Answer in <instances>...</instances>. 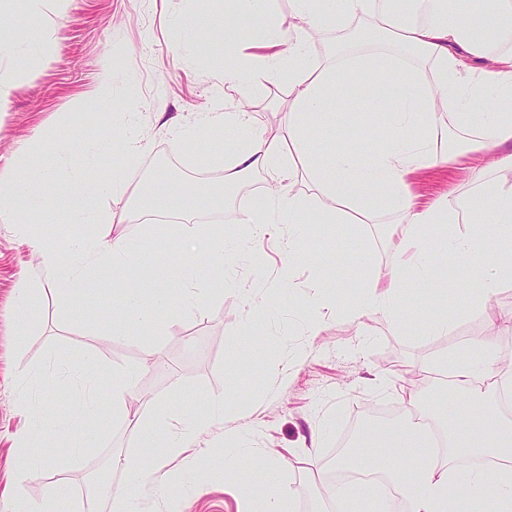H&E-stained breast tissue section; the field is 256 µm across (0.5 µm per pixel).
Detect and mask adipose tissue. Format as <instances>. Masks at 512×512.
<instances>
[{"label": "adipose tissue", "instance_id": "adipose-tissue-1", "mask_svg": "<svg viewBox=\"0 0 512 512\" xmlns=\"http://www.w3.org/2000/svg\"><path fill=\"white\" fill-rule=\"evenodd\" d=\"M270 0H224V12L182 21L188 37L209 32L224 41V88L258 89L262 82L287 75L291 99L288 126L282 136L267 137L256 125L255 115L243 104L213 114L215 130L232 128L239 136L224 150V186L205 191L207 206L224 207L229 191L238 189L253 174L268 176L267 190L253 197L242 214L252 236L275 235L279 225L303 230L308 224L344 223V203L365 216L391 208L405 231L394 260L363 276L361 295L351 309L354 318L383 314L396 329H403V287L407 280L431 284L434 264L446 252L455 254L470 281L469 305L487 308L506 280L512 279V263L489 261L491 245H512V183L493 181L489 171L512 172V0H493L497 22L484 12L469 8L466 0H415L414 18L406 21L378 0H291L292 20L281 24L272 18ZM358 22L370 28L377 49L359 52L354 41H344L320 66L305 58L311 30L321 27L348 29ZM254 48L250 67L241 64L244 48ZM383 88L400 83L402 95L380 102L374 109L388 113L393 137L380 146L354 153L337 149L334 140L323 143L327 161L318 164L311 153L309 131L313 125L335 130L337 94L362 81ZM492 102L491 111L471 112L474 99ZM445 112L455 126L476 131L474 148L489 154L487 163L473 166L470 181L477 191L465 202L468 232L453 228L458 216L446 204L419 207L408 190L412 173L463 156L460 148L444 158L432 151L436 115ZM55 155L69 169V187L82 203L75 214L79 222L99 223L97 198L103 185L93 179L69 138L60 139ZM40 255L41 270L60 290L78 285L97 265H126L149 249L146 241L130 242L96 233L75 239L70 253H62L45 238H32ZM194 289H182L179 298L159 291L152 304L129 296L124 306L127 321L152 324L161 307L192 304ZM438 366L447 368L455 395L470 407L459 412L440 400L431 422L409 421L368 428L364 445L373 457L367 469L383 472L403 497L406 512H512V420L501 415L496 401L483 390L492 380L497 397L512 393V366L501 363L496 346L475 338L442 355ZM133 374L116 379L108 397L90 395L77 412L75 425L61 424L59 432L74 451L90 447L106 434L115 419L127 418V397L133 391ZM439 427L447 441V454H439L429 433ZM169 428L162 456L142 464L135 453H118L112 469L122 471L125 484L110 491L115 512H141L137 486L160 471L164 461L190 449L196 425L176 426L167 410L152 413L151 426L141 428V446H155L153 430ZM47 423L37 418L32 435L18 441L17 483H24L36 466L51 461L52 453L42 437ZM476 464L460 470L457 459Z\"/></svg>", "mask_w": 512, "mask_h": 512}]
</instances>
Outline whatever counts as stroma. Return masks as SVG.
Returning <instances> with one entry per match:
<instances>
[{
    "mask_svg": "<svg viewBox=\"0 0 512 512\" xmlns=\"http://www.w3.org/2000/svg\"><path fill=\"white\" fill-rule=\"evenodd\" d=\"M224 0H0V42L9 53L0 55V73L20 67L32 70L21 83L10 111L0 114V177L19 183L40 178L53 161V145L70 137L77 145L94 146L91 173L106 189L98 200L99 231L131 241L153 239L152 251L123 270L91 269L74 292L56 290L40 272L37 254L19 240L14 224L0 221V512H9L1 492L12 481L16 439L30 429L31 415L64 420L78 406L81 394L73 377L88 363L99 367V383L110 392L112 379L126 371L137 373V389L155 404L172 408L189 421L206 414L211 401L230 400L225 421H210L198 434L202 455L198 479L187 490L185 512H238L244 494L265 496L278 486L293 512H319L317 473L338 457L337 439L354 434L348 450L368 455L361 438L367 408L392 407L408 413L405 401L376 387L379 377L406 375L440 352L478 336L497 337V347L512 350V335H499L486 316L465 311V287L451 288L426 299L423 287L406 288L404 317L408 326L395 330L388 318L375 314L353 321L343 315L327 318L311 334L310 284L321 279L346 308L358 298L364 268L389 263L403 233L396 215L386 209L371 218L351 214L345 224H314L307 235L290 242L255 238L251 246L264 257L263 267L240 256L225 264L236 287L215 280L205 256L215 245L213 228L225 237L247 235L235 215L264 188L258 173L224 203L218 224L196 222L206 206L195 195L202 185L220 187L224 169L215 161L224 152L223 138L214 136L205 120L224 111L222 40H203L198 52L182 50V33L175 22L190 14L223 9ZM49 25L48 49L20 43L22 34ZM111 68L118 79L106 104L91 107L99 73ZM373 89L362 84L337 99L342 111L336 125L337 147L354 152L389 137L381 115L359 111ZM163 103L168 124L156 121L153 106ZM261 127L282 134L288 122V78L266 82L252 95ZM135 112V130L148 144L126 190H112V169L119 160L117 136L128 112ZM197 132L196 141L180 146L183 128ZM34 155L24 172H16L21 151ZM476 154L459 162L417 171L409 178L420 202L447 201L462 211L473 186L468 167ZM183 184L181 202L186 224L181 230L138 217L133 207L137 183L157 178ZM46 196L61 199L54 214L30 211L37 232L70 251L84 225L72 223L67 212L75 200L65 180L45 186ZM193 239L195 255L186 262L193 287L202 291L198 305L162 309L152 330H130L114 336L126 296L151 300L168 287L167 244L177 237ZM33 289L26 335H19L14 300L19 288ZM455 318L451 334L432 330L435 319ZM257 325L255 335L243 332L245 322ZM244 433L256 465L257 478L241 485L224 451V434ZM319 443H312V436ZM134 425L118 421L82 456H74L66 441L55 439L53 460L40 467L24 486L33 502H42L66 487L76 512H113L106 497H89L87 476L107 466L114 452L135 448Z\"/></svg>",
    "mask_w": 512,
    "mask_h": 512,
    "instance_id": "1",
    "label": "stroma"
}]
</instances>
